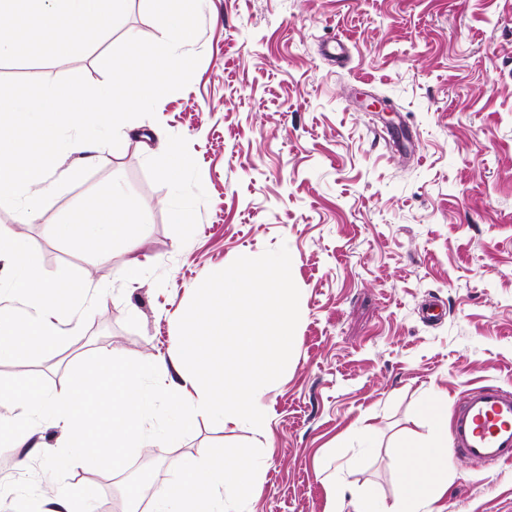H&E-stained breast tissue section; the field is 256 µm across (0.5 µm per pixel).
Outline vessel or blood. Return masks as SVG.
Instances as JSON below:
<instances>
[{
  "label": "vessel or blood",
  "instance_id": "1",
  "mask_svg": "<svg viewBox=\"0 0 512 512\" xmlns=\"http://www.w3.org/2000/svg\"><path fill=\"white\" fill-rule=\"evenodd\" d=\"M455 457L481 464H512V392L495 386L470 390L450 424Z\"/></svg>",
  "mask_w": 512,
  "mask_h": 512
}]
</instances>
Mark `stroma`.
<instances>
[{
	"label": "stroma",
	"mask_w": 512,
	"mask_h": 512,
	"mask_svg": "<svg viewBox=\"0 0 512 512\" xmlns=\"http://www.w3.org/2000/svg\"><path fill=\"white\" fill-rule=\"evenodd\" d=\"M201 19L184 46L201 56L188 86L127 122L119 147L64 152L48 184L90 172L31 219L0 207V225L40 253L43 281L94 284L71 311L78 334L1 361L0 376L37 374L61 392L93 354L169 355L195 285L283 245L300 320L261 401L266 434L197 418L158 448L151 483L175 484L221 449L261 465L242 512H326L333 479L392 504L401 442L429 433L422 398L453 408L483 385L512 389V0H204ZM130 35L163 37L146 0H122L111 33L70 58L1 59L0 78L100 85L102 57ZM338 39L342 63L322 54ZM398 127L406 141H386ZM161 137L190 162L179 183L162 173ZM113 189L149 227L136 252L103 258L57 234ZM175 207L193 233L171 223ZM428 300L444 310L434 324L419 316ZM62 441L44 425L0 449V512L29 496L51 512L38 457ZM66 482L99 491L92 512H115V485H130L77 465ZM433 508L512 512V466L454 461Z\"/></svg>",
	"instance_id": "stroma-1"
}]
</instances>
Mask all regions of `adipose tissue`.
Returning <instances> with one entry per match:
<instances>
[{"mask_svg":"<svg viewBox=\"0 0 512 512\" xmlns=\"http://www.w3.org/2000/svg\"><path fill=\"white\" fill-rule=\"evenodd\" d=\"M119 2L36 0L30 26L52 36L50 50L53 56L62 58L81 51L108 31ZM57 232L75 245L89 244L105 255L117 243L137 250L147 235V227L131 220L128 202L113 191L99 197L80 223L59 225ZM0 253L10 260L7 285L24 304L19 313L0 307V360L33 348L45 350L57 345L66 337V314L85 296L88 282L41 281L37 252L6 225L0 226ZM421 410L430 421L432 434L418 441H403L401 492L393 505L383 506L366 493L347 496L345 486L335 482L328 488L327 512H433L436 487L430 475L436 469L447 470L451 464L448 404L431 397L422 403ZM259 470V464L251 465L237 458L193 465L179 483L152 493V512H236V504L252 497Z\"/></svg>","mask_w":512,"mask_h":512,"instance_id":"obj_1","label":"adipose tissue"}]
</instances>
